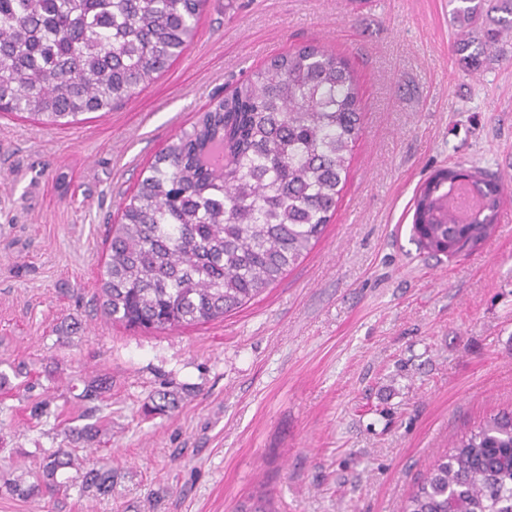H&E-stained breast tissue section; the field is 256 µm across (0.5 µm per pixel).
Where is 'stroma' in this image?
Returning <instances> with one entry per match:
<instances>
[{"label":"stroma","mask_w":512,"mask_h":512,"mask_svg":"<svg viewBox=\"0 0 512 512\" xmlns=\"http://www.w3.org/2000/svg\"><path fill=\"white\" fill-rule=\"evenodd\" d=\"M448 0H206L193 43L112 112L52 127L0 116V512H399L428 463L512 410V204L455 258L420 253L435 172L512 184V32L461 68ZM317 43L365 108L335 214L307 256L224 319L106 317L97 279L142 171L213 99ZM110 389L86 413V381ZM96 423L91 442H66ZM112 470V493L21 499L45 450Z\"/></svg>","instance_id":"35a3bbf8"}]
</instances>
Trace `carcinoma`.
<instances>
[{"instance_id": "obj_1", "label": "carcinoma", "mask_w": 512, "mask_h": 512, "mask_svg": "<svg viewBox=\"0 0 512 512\" xmlns=\"http://www.w3.org/2000/svg\"><path fill=\"white\" fill-rule=\"evenodd\" d=\"M449 0L466 67L496 54L512 31V0ZM205 0H0V112L50 125L110 112L160 77L196 34ZM499 16H493V13ZM362 107L344 57L306 44L269 64L203 112L148 167L109 228L99 279L103 311L127 326L166 330L240 308L305 257L336 210ZM503 183L472 167L440 170L415 198L413 237L455 257L488 237ZM106 382L84 383L98 401ZM73 464L57 448L42 463L55 490ZM82 488L112 493L96 464ZM401 512H512V413L499 412L438 457Z\"/></svg>"}]
</instances>
